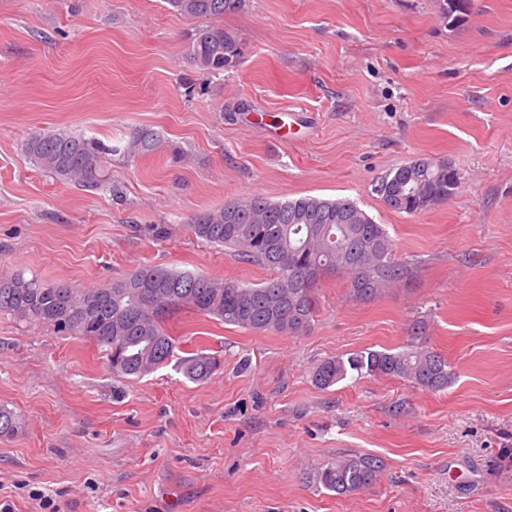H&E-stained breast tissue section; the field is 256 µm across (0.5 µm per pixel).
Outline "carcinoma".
<instances>
[{
  "label": "carcinoma",
  "mask_w": 512,
  "mask_h": 512,
  "mask_svg": "<svg viewBox=\"0 0 512 512\" xmlns=\"http://www.w3.org/2000/svg\"><path fill=\"white\" fill-rule=\"evenodd\" d=\"M165 2L179 15L206 20L188 44L199 69L218 75L231 66L240 41L222 21L242 10L246 0ZM157 142L158 133L148 128L133 130L123 149L69 130H50L29 134L23 152L38 170L57 180L92 185L105 155L121 150L134 158L152 152ZM452 168L446 159L415 158L382 176L374 191L389 210L418 215L455 193L458 173L448 174ZM187 228L239 261L269 270L270 276L247 283L140 265L110 286L86 288L17 271L0 276V313L92 340L104 352L112 375L139 379L176 357L180 338L170 334L167 321L181 310L254 333L300 336L315 321L319 288L326 280H347L352 295L363 300L403 282L411 272L408 262L397 256L385 226L348 198L272 201L251 194L194 214ZM425 329L423 319L414 320L411 341L401 351L360 350L327 357L313 368V382L325 390L355 372L442 391L452 373L447 361L426 345ZM178 369L189 381L206 383L223 364L219 355L198 350L179 357ZM20 428L18 415L0 408V437ZM381 472L375 456L343 455L322 464L315 481L339 495H353L372 489Z\"/></svg>",
  "instance_id": "cac0c4a2"
}]
</instances>
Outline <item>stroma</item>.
Segmentation results:
<instances>
[{
    "label": "stroma",
    "instance_id": "stroma-1",
    "mask_svg": "<svg viewBox=\"0 0 512 512\" xmlns=\"http://www.w3.org/2000/svg\"><path fill=\"white\" fill-rule=\"evenodd\" d=\"M198 22L165 0H0V274L108 285L142 264L252 283L266 270L199 241L193 214L251 193L347 197L385 225L411 276L371 300L320 289L302 336L257 334L184 311L182 351L220 352L193 383L168 364L112 377L95 342L0 314V492L57 512H512V0H247L225 16L234 66L199 70ZM102 188L56 180L22 150L64 128L108 145ZM445 158L459 185L419 215L374 191L389 170ZM121 188L112 196L109 187ZM164 225L165 237L153 229ZM454 376L318 388L313 367L401 350L417 317ZM384 463L374 488L313 483L336 456ZM158 133L148 128L134 129L130 135L128 144L123 150L128 158L146 155L152 152L158 142Z\"/></svg>",
    "mask_w": 512,
    "mask_h": 512
}]
</instances>
